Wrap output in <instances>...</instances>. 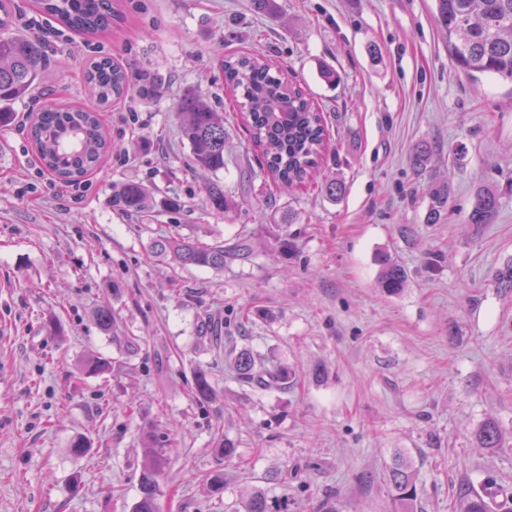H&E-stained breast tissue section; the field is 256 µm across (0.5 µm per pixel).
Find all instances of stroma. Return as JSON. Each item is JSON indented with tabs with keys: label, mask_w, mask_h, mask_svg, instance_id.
I'll list each match as a JSON object with an SVG mask.
<instances>
[{
	"label": "stroma",
	"mask_w": 512,
	"mask_h": 512,
	"mask_svg": "<svg viewBox=\"0 0 512 512\" xmlns=\"http://www.w3.org/2000/svg\"><path fill=\"white\" fill-rule=\"evenodd\" d=\"M18 2L17 31L48 35L51 64L0 127V512H133L150 436L164 445L158 512H238L257 487L288 491L300 512H393L383 474L397 449L415 462L422 512H454L460 487L487 478L512 495V447L473 440L488 419L512 436V291L493 283L512 260V81L456 69L434 0H277L273 15L250 0H129L94 37ZM256 51L323 112L321 176L343 183L341 198L275 189L231 118L224 185L239 208L207 210L176 104L190 90L228 106L219 57ZM101 56L134 80L157 76L164 95L101 107L114 150L60 200L29 120L88 104L84 68ZM421 140L450 182L438 224L411 164ZM130 180L177 192L184 210L147 225L113 211V184ZM483 188L500 206L476 227ZM244 227L251 256L220 272L149 252L174 228L209 243ZM382 254L407 272L398 295L378 287ZM102 304L108 332L93 320ZM242 348L295 383L240 384L229 352ZM90 353L111 359L108 378H79ZM201 369L208 401L193 393ZM219 432L238 448L224 465ZM80 436L83 457L70 451ZM219 466L215 496L205 477ZM499 209V197L490 189H481L475 196L472 208L468 214V224L476 227L491 223Z\"/></svg>",
	"instance_id": "1"
}]
</instances>
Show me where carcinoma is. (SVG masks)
Wrapping results in <instances>:
<instances>
[{
	"instance_id": "carcinoma-1",
	"label": "carcinoma",
	"mask_w": 512,
	"mask_h": 512,
	"mask_svg": "<svg viewBox=\"0 0 512 512\" xmlns=\"http://www.w3.org/2000/svg\"><path fill=\"white\" fill-rule=\"evenodd\" d=\"M39 11L61 27L80 34L94 35L112 28L123 19L120 0H36ZM438 25L446 36L448 53L458 70L473 79L480 75L512 80V0H435ZM14 0H0V125L10 122L11 106L31 94L41 84L46 66V42L39 35L15 33ZM224 84L236 95L240 111L253 144L261 153L260 168L278 187L292 188L317 183V172L327 150V125L316 109L288 78L272 73L268 58L258 53L230 55L220 62ZM84 84L93 106L62 105L45 109L29 129L38 161L43 169L65 183H77L98 167L112 152V141L102 126L98 107L133 96L148 100L161 88L147 79L134 88L128 72L109 57H100L84 70ZM181 133L190 147L194 166L213 175L224 171V146L227 129L224 112L210 100L187 92L177 102ZM428 142L412 147L414 169L428 168L434 154ZM450 189L446 183L429 189L425 216L428 224H438L448 212ZM205 205L210 213L226 215L235 202L224 183L216 178L205 186ZM114 211L150 221L158 213L155 198L144 182L126 181L112 186ZM499 209V197L481 189L468 214V223L479 227L491 223ZM154 257L170 260L181 268L224 270V266L247 259L252 253L251 236L240 232L229 241L203 243L179 234L151 240ZM403 267L388 256L381 259L378 286L386 295H398L405 288ZM498 288L512 291V262L495 271ZM239 381L252 388H270L288 383V371L281 368L266 373L254 369L250 351L241 349L235 356ZM112 362L97 354L87 358L86 370L105 375ZM195 393L207 400L213 395L208 372L195 376ZM478 447H503V432L497 422L487 420L473 434ZM164 454L159 444L145 448L140 474L141 496L135 512H157L159 478ZM394 512H418L416 473L411 462L397 453L389 465L386 479ZM496 494L488 481L484 490L460 493L456 512H487V500ZM246 512H296L288 492L272 494L257 489L248 498Z\"/></svg>"
}]
</instances>
